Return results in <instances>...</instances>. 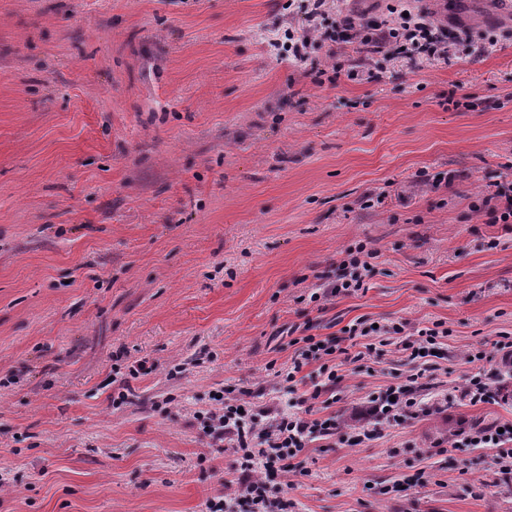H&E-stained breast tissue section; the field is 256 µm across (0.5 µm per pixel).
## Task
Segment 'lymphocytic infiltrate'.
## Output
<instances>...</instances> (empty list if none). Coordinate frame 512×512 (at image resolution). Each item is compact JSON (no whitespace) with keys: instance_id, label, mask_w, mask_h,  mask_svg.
Masks as SVG:
<instances>
[{"instance_id":"lymphocytic-infiltrate-1","label":"lymphocytic infiltrate","mask_w":512,"mask_h":512,"mask_svg":"<svg viewBox=\"0 0 512 512\" xmlns=\"http://www.w3.org/2000/svg\"><path fill=\"white\" fill-rule=\"evenodd\" d=\"M301 2L306 25L288 34V51L294 59H304L313 44L336 40L360 46L374 55L445 61L451 57L453 42L447 26L435 22L427 12L399 15L381 25L364 24L338 11L335 0ZM331 13L336 16V28L332 31L321 24L324 16ZM373 256V251L362 244L347 249L335 279L323 293L311 294V301L365 292ZM342 332L348 339H361L356 360L371 359L380 348L391 347L411 365L409 373L389 388L387 397L371 402L367 417L397 423L423 412L420 391L426 374L419 361L424 356H437L439 346L450 336L451 331L443 322L413 327L400 320L376 327L368 319L359 318L343 327ZM295 343L288 367L273 372L279 384L295 394V412L279 410L261 415L248 409L240 396L218 394L214 407L196 413L195 418L212 446L230 452L237 462V477L230 492L207 499L205 512H295L296 503L288 496L291 478L297 473L293 460L309 443L317 438H336L356 446L374 440V429L363 426L348 432L335 417H323L316 411L319 399H327L331 404L336 401V388L342 380L339 360L346 353L345 347L335 340L322 341L313 335L297 337ZM313 362L318 365L319 380L309 389L299 390V375ZM464 443L469 448L494 449L498 468L512 472L511 424L467 432Z\"/></svg>"}]
</instances>
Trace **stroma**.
Instances as JSON below:
<instances>
[{
  "instance_id": "stroma-1",
  "label": "stroma",
  "mask_w": 512,
  "mask_h": 512,
  "mask_svg": "<svg viewBox=\"0 0 512 512\" xmlns=\"http://www.w3.org/2000/svg\"><path fill=\"white\" fill-rule=\"evenodd\" d=\"M446 2L451 61L380 55L366 83L354 46L272 47L304 24L288 0H0V512H202L233 457L194 412L220 389L285 406L266 366L289 328L360 317L446 322L432 413L310 443L296 512H512L492 450L451 440L512 423V224L475 210L512 184V16ZM359 244L366 293L310 302ZM406 371L388 350L343 365L324 415L359 423ZM495 372V402L463 398Z\"/></svg>"
}]
</instances>
